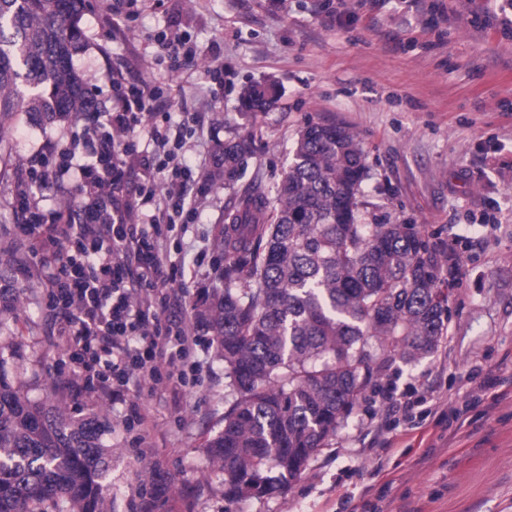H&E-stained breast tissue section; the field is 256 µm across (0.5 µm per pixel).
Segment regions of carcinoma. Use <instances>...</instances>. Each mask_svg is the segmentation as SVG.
I'll list each match as a JSON object with an SVG mask.
<instances>
[{
	"label": "carcinoma",
	"instance_id": "obj_1",
	"mask_svg": "<svg viewBox=\"0 0 512 512\" xmlns=\"http://www.w3.org/2000/svg\"><path fill=\"white\" fill-rule=\"evenodd\" d=\"M87 0H0V145L19 112L52 122L95 112L73 58L86 46ZM279 95L256 84L246 113ZM250 136L224 143L233 179ZM365 155L349 127L306 125L274 197L244 192L224 216V292L195 318L211 329L235 400L204 448L224 497H263L297 478L352 415L389 363L433 352L447 331L448 247L412 224H366ZM112 432L95 412L76 416L30 399L0 373V512H108ZM274 469L278 476L265 472Z\"/></svg>",
	"mask_w": 512,
	"mask_h": 512
}]
</instances>
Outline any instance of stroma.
I'll use <instances>...</instances> for the list:
<instances>
[{"label":"stroma","mask_w":512,"mask_h":512,"mask_svg":"<svg viewBox=\"0 0 512 512\" xmlns=\"http://www.w3.org/2000/svg\"><path fill=\"white\" fill-rule=\"evenodd\" d=\"M82 26L87 47L73 64L101 111L112 109L109 76L156 84L172 138L191 143L195 219L165 247L190 266L192 299L224 289L215 243L243 189L273 194L306 123L352 127L366 152L363 222L416 225L457 258L439 346L395 361L378 381L422 388L431 405L468 407L456 431L433 415L394 431L366 389L300 477L279 493L230 501L203 443L223 427L234 392L203 332L198 383L161 399L142 394L153 453L141 456L125 405L75 393L74 365L49 341L46 283L17 237V197L29 191L48 212L85 196L71 176L58 189L31 184L60 126L20 112L0 135V264L19 294L15 312L0 318V366L31 398L105 414L112 512H139L157 484L174 512H512V394L494 399L469 377L476 365L512 374V31L488 0H88ZM217 64L218 83L208 75ZM267 80L280 84V98L243 117L241 88ZM247 133L254 152L243 175L211 186L225 140Z\"/></svg>","instance_id":"35a3bbf8"}]
</instances>
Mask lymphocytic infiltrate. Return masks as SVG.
<instances>
[{"mask_svg":"<svg viewBox=\"0 0 512 512\" xmlns=\"http://www.w3.org/2000/svg\"><path fill=\"white\" fill-rule=\"evenodd\" d=\"M162 95L150 83L118 90L105 122L41 156L32 182L74 175L89 198L80 213L63 205L46 214L28 195L18 200L20 238L49 284L53 339L77 365L73 386L127 403L129 422L142 430L150 420L139 402L144 386L162 383L176 393L199 369L197 336L171 314L187 305L180 288L187 269L164 238L189 226L193 209L184 145L171 143L159 118ZM143 128L154 146L146 159L135 142Z\"/></svg>","mask_w":512,"mask_h":512,"instance_id":"1","label":"lymphocytic infiltrate"}]
</instances>
